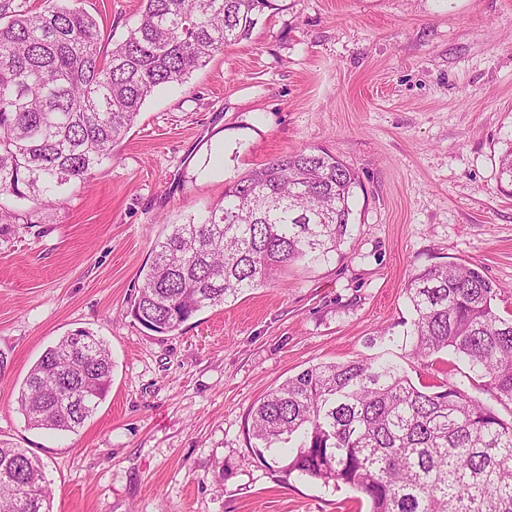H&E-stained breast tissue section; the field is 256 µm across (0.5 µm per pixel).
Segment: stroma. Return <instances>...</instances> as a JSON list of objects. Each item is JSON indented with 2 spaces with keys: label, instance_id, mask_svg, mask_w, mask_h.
Segmentation results:
<instances>
[{
  "label": "stroma",
  "instance_id": "1",
  "mask_svg": "<svg viewBox=\"0 0 512 512\" xmlns=\"http://www.w3.org/2000/svg\"><path fill=\"white\" fill-rule=\"evenodd\" d=\"M104 44L140 0H82ZM512 0H273L247 39L147 98L110 159L63 200L0 224V440L37 455L52 512H366L349 487L282 479L257 458L251 407L326 362L403 360L415 268H480L512 310ZM355 169L352 235L329 261L158 334L131 315L133 285L165 223L292 150ZM79 329L112 351V385L74 432L28 427L23 382Z\"/></svg>",
  "mask_w": 512,
  "mask_h": 512
}]
</instances>
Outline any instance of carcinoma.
Returning <instances> with one entry per match:
<instances>
[{"instance_id": "obj_1", "label": "carcinoma", "mask_w": 512, "mask_h": 512, "mask_svg": "<svg viewBox=\"0 0 512 512\" xmlns=\"http://www.w3.org/2000/svg\"><path fill=\"white\" fill-rule=\"evenodd\" d=\"M270 0H141L125 36L102 45L81 0L39 11L0 0V198L49 205L108 158L156 88L182 84L246 38L240 20ZM497 182L512 195V144ZM357 173L321 148L248 171L224 198L168 224L131 308L146 329L177 330L197 312L267 285L296 264L328 261L347 242ZM499 287L463 263H433L409 277L410 356L452 354L469 380L512 404V313ZM107 343L79 330L48 347L20 392L34 429L82 426L112 385ZM69 391L75 403L57 397ZM261 450L291 448L282 477L297 473L348 486L369 512H512V420L453 380L415 384L392 359L323 363L288 378L250 411ZM44 464L0 442V512H50Z\"/></svg>"}]
</instances>
